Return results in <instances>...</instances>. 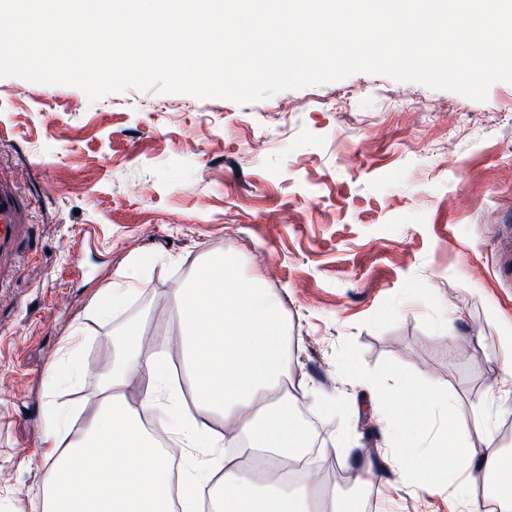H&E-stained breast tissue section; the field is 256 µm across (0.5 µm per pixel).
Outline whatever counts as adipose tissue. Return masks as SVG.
Masks as SVG:
<instances>
[{
  "label": "adipose tissue",
  "instance_id": "1",
  "mask_svg": "<svg viewBox=\"0 0 512 512\" xmlns=\"http://www.w3.org/2000/svg\"><path fill=\"white\" fill-rule=\"evenodd\" d=\"M171 309L193 393L174 433L182 447L204 449V458L173 468L148 432L145 417L177 400L171 357L147 348L142 326L130 323L114 338L118 356L102 374L99 402L80 437H73L67 411L45 403L47 476L34 493L41 512H204L203 490L214 481L224 492L215 512H311L320 493L328 512H353L335 489L294 483L280 473L263 481L223 454L225 443L242 439L276 466L300 462L312 443L290 414L297 396L288 374L282 303L262 279L244 274L233 256L211 260L176 290ZM417 395L426 402L420 412L409 404ZM372 396L401 482L432 488L451 480L456 512H481L485 496L500 512H512V483L490 484L503 469L502 448L489 433L480 447L462 443L466 424L449 422L447 394L422 392L394 372ZM451 443L461 446L454 462L436 460L435 449Z\"/></svg>",
  "mask_w": 512,
  "mask_h": 512
}]
</instances>
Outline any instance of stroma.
Segmentation results:
<instances>
[{"instance_id": "obj_1", "label": "stroma", "mask_w": 512, "mask_h": 512, "mask_svg": "<svg viewBox=\"0 0 512 512\" xmlns=\"http://www.w3.org/2000/svg\"><path fill=\"white\" fill-rule=\"evenodd\" d=\"M0 174L27 203L30 248L0 288V496L34 512L46 473L42 411L73 330L86 373L56 400H98L97 363L131 322L180 329L170 298L233 254L283 305L294 382L325 465L359 475L372 512H449L447 488L397 480L363 377L391 369L448 393L469 442L490 424L512 459V83L486 101L359 72L248 104L0 77ZM147 275L111 319L91 299ZM461 318L454 332L441 322ZM352 441L344 455L339 442Z\"/></svg>"}]
</instances>
